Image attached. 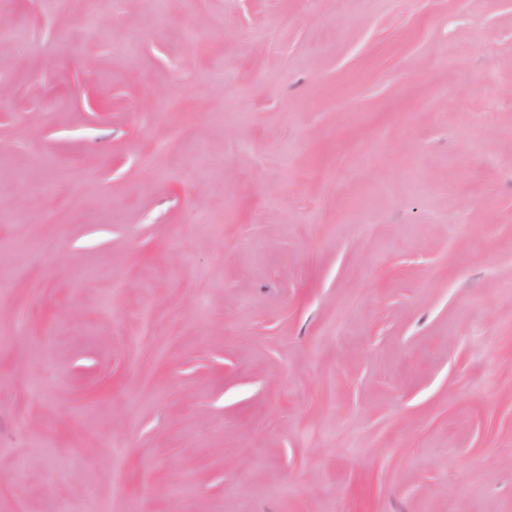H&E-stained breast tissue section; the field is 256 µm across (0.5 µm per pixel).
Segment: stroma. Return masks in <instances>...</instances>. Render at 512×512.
Instances as JSON below:
<instances>
[{"label":"stroma","mask_w":512,"mask_h":512,"mask_svg":"<svg viewBox=\"0 0 512 512\" xmlns=\"http://www.w3.org/2000/svg\"><path fill=\"white\" fill-rule=\"evenodd\" d=\"M0 512H512V0H0Z\"/></svg>","instance_id":"stroma-1"}]
</instances>
